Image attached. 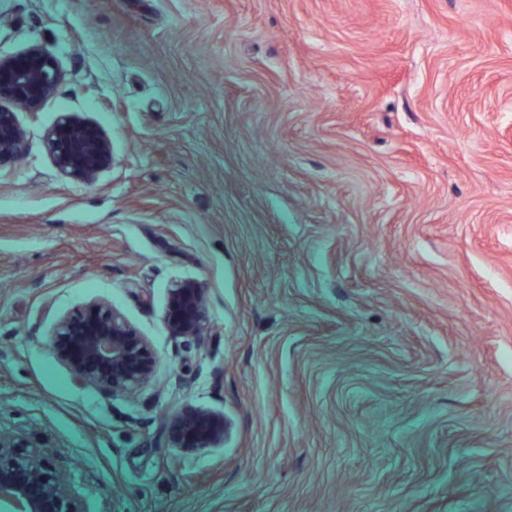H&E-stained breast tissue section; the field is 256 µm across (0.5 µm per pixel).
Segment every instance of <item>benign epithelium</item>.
<instances>
[{"instance_id":"7a95c632","label":"benign epithelium","mask_w":512,"mask_h":512,"mask_svg":"<svg viewBox=\"0 0 512 512\" xmlns=\"http://www.w3.org/2000/svg\"><path fill=\"white\" fill-rule=\"evenodd\" d=\"M57 75L52 54L37 49L18 61L0 62V161L22 153L23 131L14 113L4 106L30 105L49 97ZM77 128L67 122L49 133V140L62 170L84 176L95 165L107 162L104 143L89 137L80 141ZM169 333L195 340L206 325L204 299L199 288L179 283L169 290L166 310ZM145 344L136 330L117 312L92 303L83 313L78 337L64 353L71 359L76 379L84 384H99L114 393H128L143 384L146 367L138 365ZM181 444L192 448H213L224 440V418L197 412L176 417L171 422ZM11 444L0 439V502L13 512H46L51 500H60L59 488L40 480L44 450L33 448L24 456L8 451Z\"/></svg>"}]
</instances>
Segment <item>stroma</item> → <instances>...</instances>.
<instances>
[{
    "instance_id": "stroma-1",
    "label": "stroma",
    "mask_w": 512,
    "mask_h": 512,
    "mask_svg": "<svg viewBox=\"0 0 512 512\" xmlns=\"http://www.w3.org/2000/svg\"><path fill=\"white\" fill-rule=\"evenodd\" d=\"M38 47L0 163L15 455L82 512H512V0H0V61ZM64 121L108 162L62 171ZM93 302L136 395L59 351ZM193 411L220 445L174 438ZM57 75L52 54L36 49L18 61L0 62V162L22 153L23 131L3 103L30 105L49 97ZM206 319L202 293L194 284L179 283L169 290L166 325L171 335L195 340L203 336ZM170 425L184 446L213 448L224 440V418L217 414L192 413L174 418Z\"/></svg>"
}]
</instances>
